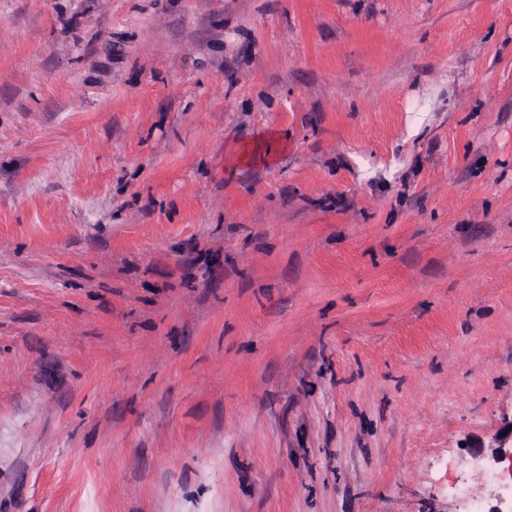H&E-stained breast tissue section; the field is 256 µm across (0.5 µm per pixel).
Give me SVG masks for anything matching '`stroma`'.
Returning a JSON list of instances; mask_svg holds the SVG:
<instances>
[{
    "instance_id": "stroma-1",
    "label": "stroma",
    "mask_w": 512,
    "mask_h": 512,
    "mask_svg": "<svg viewBox=\"0 0 512 512\" xmlns=\"http://www.w3.org/2000/svg\"><path fill=\"white\" fill-rule=\"evenodd\" d=\"M511 421L512 0H0V512H468Z\"/></svg>"
}]
</instances>
